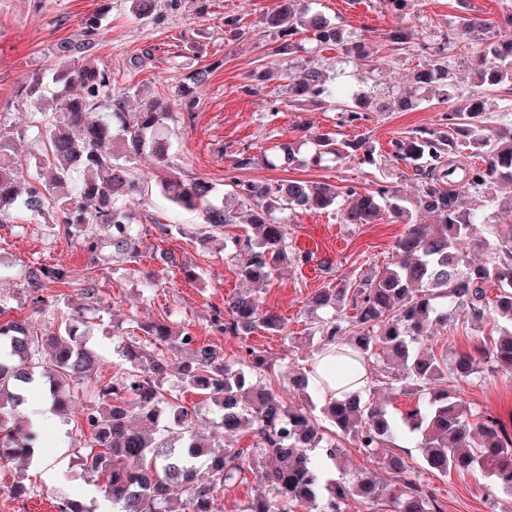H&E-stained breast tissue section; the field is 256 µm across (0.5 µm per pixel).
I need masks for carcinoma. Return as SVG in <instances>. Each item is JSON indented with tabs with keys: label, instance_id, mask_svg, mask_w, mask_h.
<instances>
[{
	"label": "carcinoma",
	"instance_id": "obj_1",
	"mask_svg": "<svg viewBox=\"0 0 512 512\" xmlns=\"http://www.w3.org/2000/svg\"><path fill=\"white\" fill-rule=\"evenodd\" d=\"M139 19H156L177 10L181 0H128ZM391 14L415 12L417 0H379ZM457 28L423 49L412 81L391 91L401 111L417 108L428 94L440 90L452 103L444 127L415 130L395 142L392 158L411 167L409 178L418 192L406 197L384 179L361 192L353 185L288 179L271 182L229 179L223 195L201 177L184 180L172 172L170 146L161 130L175 121L172 105L188 107L208 81L210 70L188 72L179 82L177 98H151L128 121L122 99L113 95L112 72L77 53L92 50L102 32L104 14L80 21L78 40L54 48L58 85L54 106L40 112L45 150L35 156V172L22 171L11 155L13 133L0 115V224L17 213L41 217L56 210L64 232H79L89 256L104 243L115 256L132 262L139 254L136 217L126 200L145 193L144 182L129 168L132 157L153 154L159 175L158 192L176 209L199 214V237L224 235L223 249L232 253L239 275L259 287L269 285L286 267L302 260L289 245L294 215L303 211L334 212L348 227L373 224L389 213L405 225L395 242V258L369 272L354 270L316 291L307 302L311 314L308 336L318 350L336 348L344 370L336 385L356 379V366L379 359L389 387L403 386L417 396V406L394 414L364 399L365 389L343 393L316 407L312 394L328 389L330 380L313 378L298 366L288 385L275 391L253 378L271 371L268 360L253 349L235 361L208 345L183 324L168 319L137 324L141 336H130L115 348L125 368L107 381L95 380L96 399L103 407L87 408L82 426L90 437L75 452L77 465L103 476L100 491L112 512H214L215 500L242 482L251 471L256 495L241 512H342L350 498L387 512H442L437 497L420 487V479L403 457L387 451L400 438L416 440L423 461L440 475L481 471L485 494L512 498V434L495 416L472 412L448 393V379L467 380L482 373L480 354L491 359L490 373L512 378V224L495 223L496 213L512 212V35L480 37L485 23L471 12L469 0ZM267 28L288 38L277 49L293 54L301 48L293 38L307 34L317 46L342 47L346 62L367 61L360 42L344 39L342 28L308 0H279L263 16ZM387 46L405 50L414 33L393 28L383 34ZM472 40L470 46L463 43ZM467 49L476 76L464 90L452 80L451 60ZM286 105L327 107L338 125H354L368 112H384L369 93L334 82L319 71L292 72ZM376 146L367 137L347 139L338 131H310L274 146L271 155H252L244 148L232 156L231 168L243 170L261 162L288 169L306 162L355 161L374 166ZM476 156L478 162H466ZM247 223L241 233L226 234L237 224L238 211ZM484 252L474 262L468 249ZM27 288L36 292L40 312L52 313L57 331L46 337L26 321L6 317L0 298V463L30 456L39 440L26 427L23 408L28 388L43 382L53 411L70 414L72 387L94 380L101 360L89 345L90 325L80 311L50 305L38 291L51 284H70V271L60 265H34L26 270ZM497 288L495 298L488 287ZM464 323L481 332L484 345L470 352L436 350L430 336ZM209 327L230 336L256 331L282 334L286 324L265 307L257 293H238L214 310ZM185 352L180 366L184 388L218 403L224 434H253L254 448L216 447L196 428L194 413L169 401L168 358L159 345ZM168 409L169 425L159 415ZM350 438L364 457L393 475L395 485L370 473H354L324 482V462L341 461L342 439ZM59 512H96L85 499L64 496Z\"/></svg>",
	"mask_w": 512,
	"mask_h": 512
}]
</instances>
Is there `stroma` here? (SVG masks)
I'll return each mask as SVG.
<instances>
[{
	"label": "stroma",
	"instance_id": "1",
	"mask_svg": "<svg viewBox=\"0 0 512 512\" xmlns=\"http://www.w3.org/2000/svg\"><path fill=\"white\" fill-rule=\"evenodd\" d=\"M314 10L339 22L349 41L365 43L371 56L380 57L378 69L367 65H343L342 50L337 46L315 47L287 57L277 54L281 40L265 28L262 16L273 10L278 0H209L207 10H200L198 0H182L179 10L165 13L161 21L140 20L129 10L127 0H48L36 8L28 0H0V114L17 132L16 159L22 168H33L34 156L42 150L34 115L33 98L25 90L33 75L44 79L42 95L51 98L54 87L51 48L57 42L74 38L80 20L105 11L104 31L95 45L94 56L111 70L116 87H147L161 97L173 96L183 73L202 66L211 70L206 87L192 108H178V119L170 123L166 136L170 143V164L186 179L204 177L216 187H223L230 177L252 181L302 179L338 186L370 188L373 180L388 176L399 179V172L389 156L392 143L405 131L433 127L448 110L440 95L408 112H372L357 127L345 128L347 138L369 137L382 156L380 165L356 163L297 165L287 170L259 165L233 171L229 155L250 148L260 153L285 140L301 136L303 124L313 129L332 130L336 114L318 107L301 111L285 106L280 68L294 63L296 70L315 68L327 75L343 72L345 80L363 92L385 93L408 84L418 63L417 54L387 50L381 39L385 30L400 27L409 30L427 28L430 36L449 32L460 13L457 0H420L414 17L395 16L374 6L373 0H311ZM239 18L242 36L234 37L224 24L225 17ZM154 47L153 58L141 70L128 68L131 56ZM272 67L269 78L258 92L247 95L242 86L256 67ZM283 107L271 116L274 100ZM404 192L415 185L400 181ZM141 243L138 271H129L127 263L112 258L109 245H102L96 258H88L76 238L65 235L58 226L32 220L25 227L0 224V296L7 300L10 314L28 320L38 330L49 331L55 322L49 314L35 312L32 293L25 286L26 264H60L70 269L72 283L46 288L45 296L63 304L82 308L92 328L90 342L101 356L98 378L107 380L117 370L119 358L114 349L120 336L130 332L135 322L171 317L178 324H188L199 342L212 346L233 361L252 347L272 365L270 377L282 382L291 366L305 363L313 350L305 330L310 318L305 303L317 289L327 286L333 276L391 262L394 244L403 225L381 219L373 224L348 228L334 215L308 211L297 214L292 226L293 248L312 254L307 264L289 267L261 293L267 307L285 319L287 335L261 331L249 336H229L211 331L210 318L231 295L244 290L233 258L227 252L200 245L192 230L197 214L174 210L159 194L148 193L133 200ZM162 224H181L184 235L161 237ZM170 252L176 265L160 267L157 257ZM194 270L186 277L184 268ZM158 271L161 284L153 292H144L140 272ZM99 281V296L85 298L79 284L87 272ZM168 375L173 396L192 410L199 425L209 428L218 422V405L203 396L183 389L177 367L185 360L182 352H169ZM457 394L474 411H487L512 432V379L489 376L481 380H460ZM91 385L82 382L72 393L69 419H58L55 428L45 430L40 447L21 465L0 467V483L24 480L30 492L23 497L0 493V512H58L61 496L83 493L95 497L102 480L99 475L83 472L72 461L74 447L80 442L79 429L86 408L93 403ZM393 453L403 457L417 470L423 487L434 492L443 512H512V499L496 502L486 498L480 475L445 476L424 469L421 451L408 440L396 441Z\"/></svg>",
	"mask_w": 512,
	"mask_h": 512
}]
</instances>
